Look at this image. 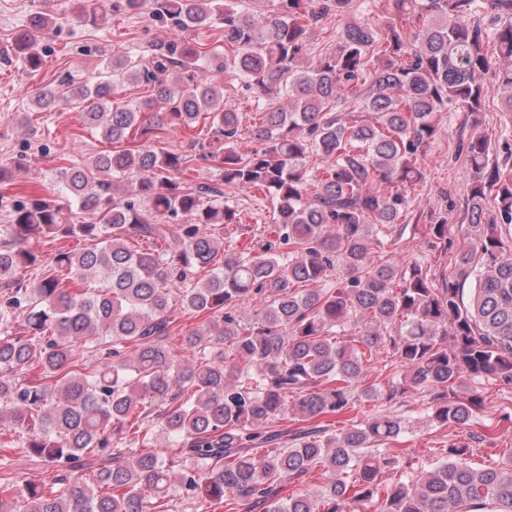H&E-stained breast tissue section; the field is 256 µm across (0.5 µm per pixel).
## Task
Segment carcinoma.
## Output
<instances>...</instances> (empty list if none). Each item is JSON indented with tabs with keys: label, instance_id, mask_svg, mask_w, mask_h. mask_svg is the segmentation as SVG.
<instances>
[{
	"label": "carcinoma",
	"instance_id": "obj_1",
	"mask_svg": "<svg viewBox=\"0 0 512 512\" xmlns=\"http://www.w3.org/2000/svg\"><path fill=\"white\" fill-rule=\"evenodd\" d=\"M402 21L379 33L376 0H275L257 16L250 0H75L81 18L133 15L181 38L103 59L81 78L32 94L90 102L83 122L110 143L131 146L56 172L51 195L15 203L0 228V465L24 453L60 468L53 483L0 475V512H167L177 486L188 500L245 506L247 512H512V450L498 467L468 461L452 444L414 465L386 445L413 428L397 404L419 394L425 419L468 426L484 412L481 385H512V167L492 159L481 136L462 141L469 193L465 248L456 278L436 288L425 262L385 254L391 229L407 222L410 191L423 182L424 150L443 133L434 114L449 105L475 119L490 87L506 88L512 112V0H385ZM363 18L336 29V48L315 65L303 56L330 14ZM57 20L35 15L14 51L38 69ZM224 31L223 61L255 94L259 149H241L238 113L210 67L216 50L197 39ZM489 73L492 84L476 79ZM129 81L153 87L134 106L116 102ZM351 113L341 119L339 113ZM153 120L141 127L142 114ZM209 120L188 148L209 162L214 187L179 174L186 156L139 135ZM255 189L273 205L274 241L224 249L221 226L238 223L224 194ZM424 236L448 242L432 221ZM163 233L167 248L139 251L137 235ZM75 238L88 246L37 264L27 248ZM224 252L204 279L193 272ZM475 287L464 297V284ZM177 291H172L171 286ZM209 321L184 336L183 360L166 343L172 298ZM263 308L244 322L239 309ZM356 325L345 341L337 334ZM106 346L89 374L77 351ZM384 353V388L363 387ZM38 372L39 380L27 374ZM295 397L294 433L269 430ZM384 399L363 418L362 398ZM159 423L174 436L163 448L110 446L147 440ZM321 467L317 492L279 497L281 483Z\"/></svg>",
	"mask_w": 512,
	"mask_h": 512
}]
</instances>
